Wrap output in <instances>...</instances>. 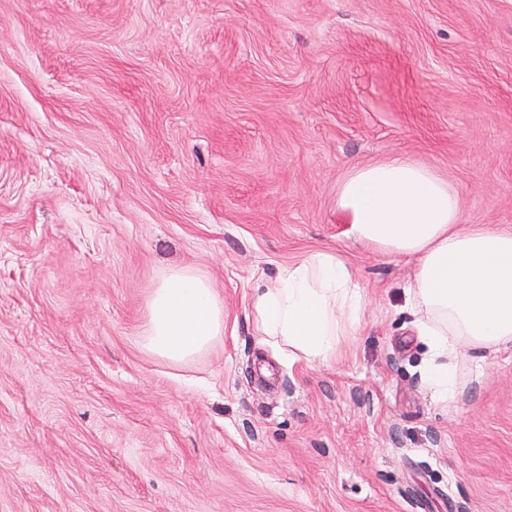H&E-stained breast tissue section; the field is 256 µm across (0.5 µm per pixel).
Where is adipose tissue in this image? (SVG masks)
I'll return each instance as SVG.
<instances>
[{
    "label": "adipose tissue",
    "mask_w": 512,
    "mask_h": 512,
    "mask_svg": "<svg viewBox=\"0 0 512 512\" xmlns=\"http://www.w3.org/2000/svg\"><path fill=\"white\" fill-rule=\"evenodd\" d=\"M336 208L354 244L414 262L405 293L428 346L425 380L437 401L455 403L460 359L512 347V228L461 223L456 187L406 158L354 167L336 190ZM365 305L348 262L326 250L280 267L275 286L257 284L250 297L257 333L291 362L334 360ZM223 333L224 310L207 281L181 270L156 288L148 350L181 362Z\"/></svg>",
    "instance_id": "ef3b65f1"
}]
</instances>
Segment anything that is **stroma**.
Segmentation results:
<instances>
[{"instance_id": "35a3bbf8", "label": "stroma", "mask_w": 512, "mask_h": 512, "mask_svg": "<svg viewBox=\"0 0 512 512\" xmlns=\"http://www.w3.org/2000/svg\"><path fill=\"white\" fill-rule=\"evenodd\" d=\"M393 157L512 227V0H0V512H512V349L437 403L336 189ZM366 295L335 362L249 294L315 250ZM224 334L142 336L172 272ZM224 334V309L207 281L176 271L156 288L149 303L145 347L171 361L190 360Z\"/></svg>"}]
</instances>
